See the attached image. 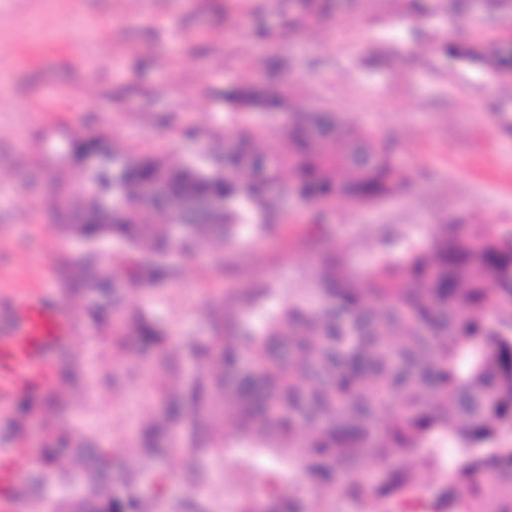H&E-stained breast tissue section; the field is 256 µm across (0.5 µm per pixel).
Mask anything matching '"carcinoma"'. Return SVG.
I'll use <instances>...</instances> for the list:
<instances>
[{"mask_svg": "<svg viewBox=\"0 0 512 512\" xmlns=\"http://www.w3.org/2000/svg\"><path fill=\"white\" fill-rule=\"evenodd\" d=\"M311 17L331 0H295ZM274 73L224 88V107L283 121L288 148L255 147L259 131L206 163L171 153L101 150L100 137L70 142L82 165L77 187L57 185L56 228L91 246L74 279L98 296L91 318L112 334L113 354L147 361V378L177 380L158 392L165 425L137 433L140 461L111 480V455L64 437L37 464L64 455L82 467L74 512H145L138 483L180 446L203 472L201 453L234 442L271 459L260 480L267 503L240 512H323L339 494L358 512H512V445L488 444L512 429V233L494 224H435L429 244L405 242L354 269L344 249L314 226L311 272L283 293L272 282L222 298L206 340L171 336L131 285L177 281L175 258L197 257L202 241L234 242L243 223L273 235L270 191L329 204L365 205L403 191L405 174L375 131L333 108L301 104L269 89ZM122 248L100 271L93 245ZM237 425L208 436L224 403ZM305 447L301 455L283 449ZM439 473L432 481L429 474Z\"/></svg>", "mask_w": 512, "mask_h": 512, "instance_id": "carcinoma-1", "label": "carcinoma"}]
</instances>
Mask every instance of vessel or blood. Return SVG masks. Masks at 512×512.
Instances as JSON below:
<instances>
[{
  "label": "vessel or blood",
  "mask_w": 512,
  "mask_h": 512,
  "mask_svg": "<svg viewBox=\"0 0 512 512\" xmlns=\"http://www.w3.org/2000/svg\"><path fill=\"white\" fill-rule=\"evenodd\" d=\"M65 339V326L57 314L34 300L22 304L16 327L0 335V398L10 396L17 371Z\"/></svg>",
  "instance_id": "1"
}]
</instances>
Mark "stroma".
<instances>
[{
  "label": "stroma",
  "mask_w": 512,
  "mask_h": 512,
  "mask_svg": "<svg viewBox=\"0 0 512 512\" xmlns=\"http://www.w3.org/2000/svg\"><path fill=\"white\" fill-rule=\"evenodd\" d=\"M288 0H0V329L9 309L37 296L69 319L63 351L27 366L12 399L0 402V484L13 512L47 429L63 425L126 462L138 461L136 432L159 421L155 389L133 356L115 357L112 338L93 326L88 297L66 290V263L84 242L52 224V182L78 185L80 169L61 158L72 139L101 133L115 147L173 149L198 158L224 146L231 125L228 85L259 78L286 59L284 89L335 107L352 125L389 140L408 185L366 208L282 201L273 237L242 225L223 262L182 263L179 285L128 290L178 336L207 335L219 293L264 278L290 288L307 270L303 240L321 217L330 240L356 265L376 259L379 231L427 243L430 225L452 219L512 231V73L489 49L512 45L506 0H336L330 16L296 20ZM480 47L458 58L443 41ZM192 125L202 136L184 138ZM244 449H225L196 490L182 453L163 468L172 478L150 512H181L196 495L204 512H237L264 488L246 470Z\"/></svg>",
  "instance_id": "1"
}]
</instances>
